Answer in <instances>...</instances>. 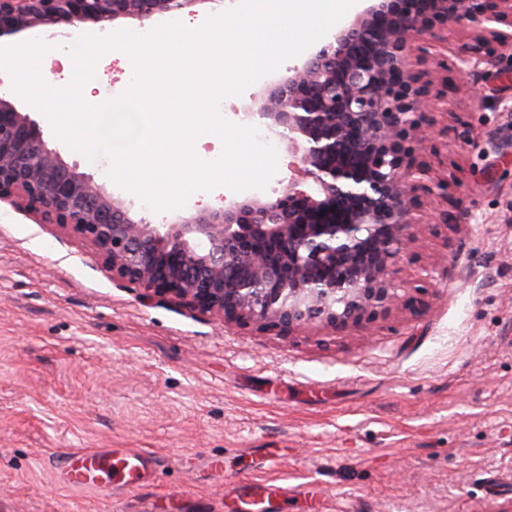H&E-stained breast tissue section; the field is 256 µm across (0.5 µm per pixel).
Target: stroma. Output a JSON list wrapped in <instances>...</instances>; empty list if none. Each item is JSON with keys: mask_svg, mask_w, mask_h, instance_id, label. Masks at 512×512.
<instances>
[{"mask_svg": "<svg viewBox=\"0 0 512 512\" xmlns=\"http://www.w3.org/2000/svg\"><path fill=\"white\" fill-rule=\"evenodd\" d=\"M460 48L449 42L441 71L448 130L414 151L448 177V221L404 262L401 303L361 323L287 332L143 301L82 236L0 202V512H512V51L470 79ZM131 83L115 58L83 97ZM13 102L135 218L172 224L239 198L152 211L107 176L109 159L71 151ZM74 448H143L160 466L109 494L69 488L55 468ZM257 484L292 492L257 500Z\"/></svg>", "mask_w": 512, "mask_h": 512, "instance_id": "stroma-1", "label": "stroma"}]
</instances>
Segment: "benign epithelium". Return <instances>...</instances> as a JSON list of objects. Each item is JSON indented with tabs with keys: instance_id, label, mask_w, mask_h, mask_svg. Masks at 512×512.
<instances>
[{
	"instance_id": "benign-epithelium-1",
	"label": "benign epithelium",
	"mask_w": 512,
	"mask_h": 512,
	"mask_svg": "<svg viewBox=\"0 0 512 512\" xmlns=\"http://www.w3.org/2000/svg\"><path fill=\"white\" fill-rule=\"evenodd\" d=\"M200 0H0V40L47 26L149 19ZM353 19L267 86L252 113L288 140L291 175L280 196L154 225L50 150L39 124L0 94V200L85 238L120 280L165 292L227 321L293 330L348 325L388 311L405 291L398 264L425 223L408 195L446 198V181L414 161L432 124L421 113L438 73L415 68L412 45L457 32L470 43L460 70L490 61L493 44L512 48V0H433L420 14L402 0H361Z\"/></svg>"
}]
</instances>
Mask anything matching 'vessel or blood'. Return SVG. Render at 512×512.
<instances>
[{
  "label": "vessel or blood",
  "mask_w": 512,
  "mask_h": 512,
  "mask_svg": "<svg viewBox=\"0 0 512 512\" xmlns=\"http://www.w3.org/2000/svg\"><path fill=\"white\" fill-rule=\"evenodd\" d=\"M151 466V459L135 450H126L118 456L105 448H79L62 455L58 473L61 481L69 486L90 487L108 493L112 490L114 475H126L136 480Z\"/></svg>",
  "instance_id": "obj_1"
}]
</instances>
